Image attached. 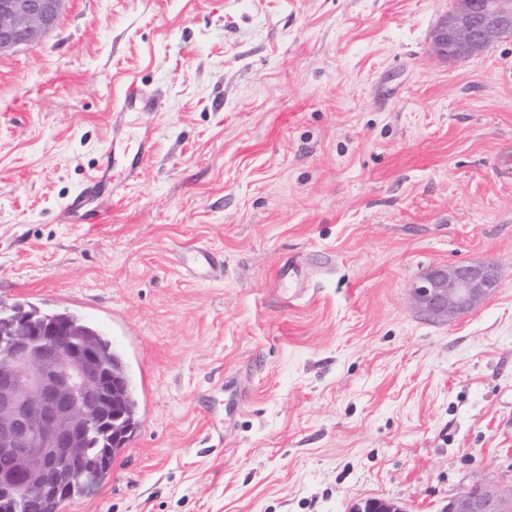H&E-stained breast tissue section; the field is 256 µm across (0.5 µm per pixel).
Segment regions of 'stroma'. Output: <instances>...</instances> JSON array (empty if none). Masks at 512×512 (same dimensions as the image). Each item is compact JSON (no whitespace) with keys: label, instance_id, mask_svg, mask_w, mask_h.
I'll return each mask as SVG.
<instances>
[{"label":"stroma","instance_id":"obj_1","mask_svg":"<svg viewBox=\"0 0 512 512\" xmlns=\"http://www.w3.org/2000/svg\"><path fill=\"white\" fill-rule=\"evenodd\" d=\"M448 0H66L0 56V306L71 312L138 428L64 512H439L512 487V40L465 61ZM137 78L155 108L126 116ZM138 179L62 221L101 152ZM502 286L450 322L415 284ZM152 103L135 78L129 79L123 86L120 94L119 107L112 113V125L122 128L128 111L133 108L145 109ZM152 150V146L147 138H141L136 151L129 155L125 166L127 179H134L142 169ZM501 285L494 266L462 264L430 272L414 286V294L424 315L450 321L474 310Z\"/></svg>","mask_w":512,"mask_h":512}]
</instances>
